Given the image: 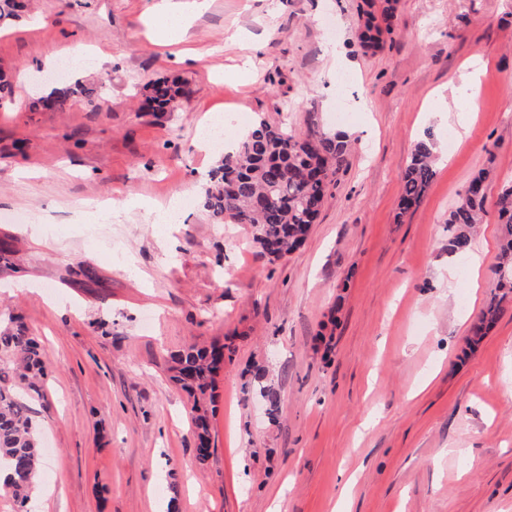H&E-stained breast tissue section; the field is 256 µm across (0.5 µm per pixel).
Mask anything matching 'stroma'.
<instances>
[{
  "label": "stroma",
  "instance_id": "obj_1",
  "mask_svg": "<svg viewBox=\"0 0 512 512\" xmlns=\"http://www.w3.org/2000/svg\"><path fill=\"white\" fill-rule=\"evenodd\" d=\"M367 1L22 0L0 22L13 85L0 227L22 242L17 271L0 276V316L21 317L52 361L30 404L43 433L31 512H512V296L468 344L503 226L489 213L458 255L446 224L479 172L491 199L512 181V0H399L374 49L360 39ZM168 9L187 33L162 45ZM76 46L84 65L58 74ZM103 72L94 102L30 111ZM469 73L477 110L452 146L448 80ZM158 79L186 83L176 111L143 110ZM226 112L362 131L279 261L249 225L199 205L224 152L199 149L198 133ZM428 135L437 172L404 212L402 174ZM186 190L181 223H154ZM96 206L109 221L88 223ZM78 261L100 271L101 296L65 286ZM193 342L225 346L204 462L166 362Z\"/></svg>",
  "mask_w": 512,
  "mask_h": 512
}]
</instances>
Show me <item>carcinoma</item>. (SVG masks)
Listing matches in <instances>:
<instances>
[{
  "instance_id": "obj_1",
  "label": "carcinoma",
  "mask_w": 512,
  "mask_h": 512,
  "mask_svg": "<svg viewBox=\"0 0 512 512\" xmlns=\"http://www.w3.org/2000/svg\"><path fill=\"white\" fill-rule=\"evenodd\" d=\"M395 3L386 0L381 15H370L363 42L374 43L381 31H392ZM146 100L154 112H172L185 95L184 84L157 80L146 86ZM94 88L79 81L53 88L31 102L34 111H62L75 98H91ZM342 132H325L310 123L304 132L285 123L255 121L235 147L224 151L221 166L212 173L202 207L219 221L248 224L253 241L271 262L294 251L305 239L328 194L332 176L346 162L349 142ZM433 144L419 141L402 179V212L417 205L433 181ZM484 178H474L448 213V251L465 253L471 248L473 229L486 213ZM493 207L504 234L500 261L494 270L493 295L472 325V342L478 343L499 318L502 303L512 294V182L499 190ZM17 240L0 236V273L16 269ZM73 284L97 292L104 282L96 268L76 263ZM173 380L191 399L193 433L198 457L210 456L211 417L214 413L216 376L224 366V345L193 343L170 356ZM51 367L48 354L27 326L17 318L0 319V470L10 472L9 484L15 512H24L29 494L41 470L39 425L29 401L44 396L41 379Z\"/></svg>"
}]
</instances>
